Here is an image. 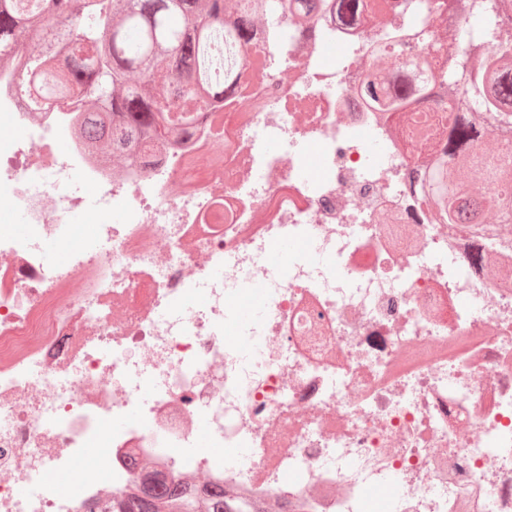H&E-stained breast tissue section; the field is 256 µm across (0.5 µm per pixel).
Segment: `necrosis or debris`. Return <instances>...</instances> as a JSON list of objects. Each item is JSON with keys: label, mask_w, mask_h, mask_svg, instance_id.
I'll return each instance as SVG.
<instances>
[{"label": "necrosis or debris", "mask_w": 512, "mask_h": 512, "mask_svg": "<svg viewBox=\"0 0 512 512\" xmlns=\"http://www.w3.org/2000/svg\"><path fill=\"white\" fill-rule=\"evenodd\" d=\"M361 2L261 30L223 104L121 177L0 67V219L27 224L0 233V512H85L142 459L289 512H371L392 479L391 512H512V225L435 222L405 130L446 145L448 115L396 63L377 93L415 89L411 112L363 105L402 0ZM73 178L98 187L84 219Z\"/></svg>", "instance_id": "4bbe7bcc"}]
</instances>
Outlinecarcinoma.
<instances>
[{
    "label": "carcinoma",
    "instance_id": "cac0c4a2",
    "mask_svg": "<svg viewBox=\"0 0 512 512\" xmlns=\"http://www.w3.org/2000/svg\"><path fill=\"white\" fill-rule=\"evenodd\" d=\"M305 20L312 0H51L50 12L21 11L0 0V52L24 50L30 69L22 90L45 104L76 98L86 150L112 159L122 170L136 161L147 139L180 133L195 114L224 97L251 53L258 27L285 18L284 9ZM424 54L410 65L426 83L439 79L441 109L457 113L468 103L479 119L512 131V33L498 27L456 49L447 18L439 13L423 31ZM402 59L399 41L386 38L374 65L381 71ZM210 94L197 97L198 88ZM474 127L456 123L448 146L427 153L420 185L440 224L466 218L484 223V207L512 215V153L473 149ZM480 172L496 193L464 210L474 195L465 173ZM265 503L198 479L133 484L121 496L102 499L89 512H264Z\"/></svg>",
    "mask_w": 512,
    "mask_h": 512
}]
</instances>
